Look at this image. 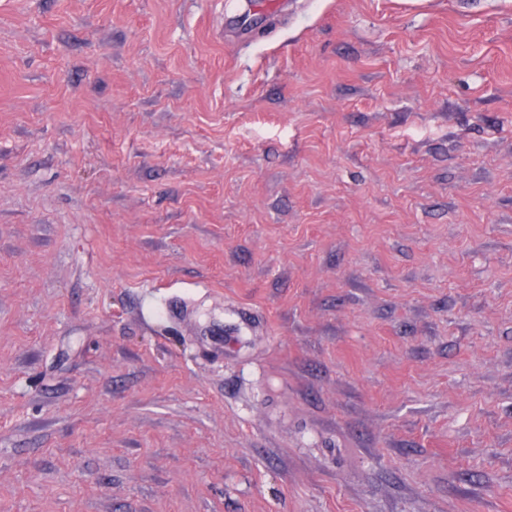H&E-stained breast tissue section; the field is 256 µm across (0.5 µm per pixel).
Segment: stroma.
<instances>
[{
	"instance_id": "35a3bbf8",
	"label": "stroma",
	"mask_w": 512,
	"mask_h": 512,
	"mask_svg": "<svg viewBox=\"0 0 512 512\" xmlns=\"http://www.w3.org/2000/svg\"><path fill=\"white\" fill-rule=\"evenodd\" d=\"M0 512H512V0H0Z\"/></svg>"
}]
</instances>
